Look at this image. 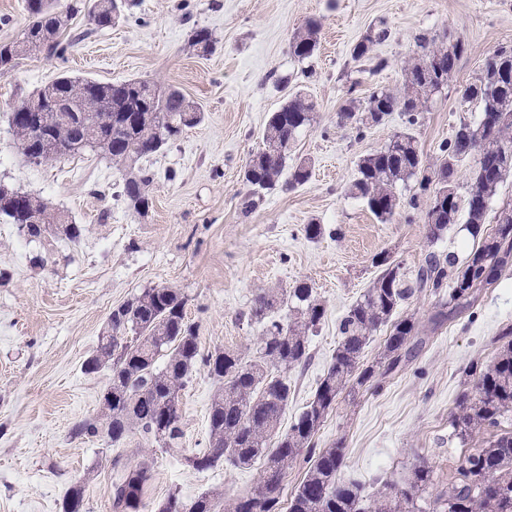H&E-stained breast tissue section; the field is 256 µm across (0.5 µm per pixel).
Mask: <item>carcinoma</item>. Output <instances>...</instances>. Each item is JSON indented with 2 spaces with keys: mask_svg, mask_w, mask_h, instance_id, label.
I'll use <instances>...</instances> for the list:
<instances>
[{
  "mask_svg": "<svg viewBox=\"0 0 512 512\" xmlns=\"http://www.w3.org/2000/svg\"><path fill=\"white\" fill-rule=\"evenodd\" d=\"M55 0H26L30 21L20 39L0 43V76L12 72L20 57L45 50L63 56L72 43L62 40L72 19V7L56 8ZM113 0H93L90 16L95 26H112ZM319 25L310 20L290 40L291 54L300 61L316 49ZM386 22L370 29L351 52L352 59L369 57L372 47L386 40ZM192 45L206 53L213 40L205 28H195ZM464 40L457 37L451 51L419 42L420 51L404 68V89L394 94L374 88L362 105L349 104L338 112L339 126L360 140L371 127L397 111L405 123L414 126L429 96L441 89L455 71L464 52ZM58 98L69 109L66 117L48 113L46 125L37 128L33 117ZM106 99L112 111L99 113L98 125L87 130L74 120L76 113L95 109ZM462 102L478 107L475 122L463 121L448 140L439 145L438 167L427 173L415 137L396 134L387 144L359 159L357 176L348 187L349 196L362 200L382 224L393 221L402 209H416L418 196L406 199L400 187L421 177L423 192L436 184L425 217L429 237L440 238L448 225L465 218V230L477 240L460 260L427 255L411 272L388 254L379 255L382 267L372 285L348 310L340 322V342L313 398L291 423L280 430L281 419L292 394L288 372L305 365L311 357L310 336L321 324L325 308L314 288L299 282L290 288H265L254 299L251 318L262 327L255 352L242 354L217 348L200 351L195 324L185 313V298L173 287L146 288L112 310V323L98 339L96 353L89 358L94 370L107 368L112 382L104 391L100 414L80 422L74 435L104 439L111 445L125 443L130 435L161 448H177L183 438L179 394L197 364L208 368L218 387L209 407V448L184 457L188 467L207 471L223 460L235 468L248 469L262 462L257 488L225 504L220 495L203 493L189 502L171 492L157 512H279L283 483L288 470L298 461L307 471L288 499V512H422L419 499L432 481V471L419 465L404 486L383 483L365 492L357 482L338 478L344 461L343 444L337 442L315 451V436L328 414L345 393L377 391L409 361L422 343L419 326L397 310L415 293L437 295L449 287L448 300L441 303L435 324L448 319L445 309L474 302L477 292L494 284L512 267V206L500 209L495 224L487 227L490 199L506 176L512 174V47L493 50L474 82L463 85ZM13 112L19 120L10 122L23 156L36 164H51L59 158L98 152L123 170L137 176L123 184L121 197L136 213L149 206L150 176L140 161L163 148L161 142L172 134L199 125L204 112L177 89L161 94L148 80L130 79L99 83L63 76L32 93ZM316 104L296 94L271 113L265 124L262 147L250 155L244 170L249 194L244 209L255 206L266 190L281 184L294 189L311 178V164H288V150L299 132L311 125ZM62 147L59 154L44 149L28 154L26 146L35 138ZM475 160L466 196L458 195L455 177L469 159ZM0 216L18 224L30 240L55 238L79 242L84 228L69 216L52 209L42 198L18 190L0 188ZM382 326L390 327L381 357L371 364L361 361L366 345ZM501 343L494 360L484 367H471L467 389L452 417V427L461 441L482 429H498L473 453L461 457L456 474L443 491V512H512V430L500 426L512 415V327L500 332ZM115 472L111 482L112 512H139L143 490L151 477V462L134 467L112 459ZM84 487H69L61 512H84Z\"/></svg>",
  "mask_w": 512,
  "mask_h": 512,
  "instance_id": "1",
  "label": "carcinoma"
}]
</instances>
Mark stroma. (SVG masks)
I'll return each mask as SVG.
<instances>
[{
  "label": "stroma",
  "instance_id": "1",
  "mask_svg": "<svg viewBox=\"0 0 512 512\" xmlns=\"http://www.w3.org/2000/svg\"><path fill=\"white\" fill-rule=\"evenodd\" d=\"M92 0H59L74 6L62 57L34 51L0 77V183L39 195L84 225L76 246L51 238L29 240L0 221V512H61L67 489L85 485L86 512H111L113 457L128 465L152 461L140 512H156L170 492L191 500L212 491L230 500L258 485L260 465L236 469L218 464L198 472L186 454L208 446V411L216 384L196 366L180 393L184 437L179 447L122 446L73 437L79 422L95 417L108 371L86 374L84 362L98 344L110 311L140 290L169 286L186 298V315L199 325V345L255 351L260 327L249 318L264 288L306 282L325 306L324 322L311 339V358L292 370V423L314 394L338 342V323L380 272L378 255L419 266L428 253L463 258L474 245L462 225L439 240L429 238L416 182L404 196L421 206L392 223L378 222L346 190L359 158L404 130L392 113L355 139L337 114L349 98L373 88L402 91L403 68L418 37L445 44L463 37L465 50L443 89L432 96L413 127L425 165L439 159V144L460 120H476L458 89L472 82L488 55L512 44V0H133L109 29H97ZM321 25L307 60L289 52V40L309 20ZM385 21L388 38L373 48L386 66L370 73L351 59L353 46L371 26ZM214 38L209 53L191 43L194 27ZM118 82L142 78L161 89L180 90L201 105L204 119L165 151L142 162L152 175L145 214L117 196L122 174L93 152L50 165L21 154L8 116L31 93L59 74ZM303 93L316 103L315 119L297 137L292 154L311 160L312 177L295 189L276 187L252 210L244 165L262 143L270 112L284 98ZM322 227L311 240L304 228ZM437 299L415 294L400 309L425 332V343L403 372L376 393L340 396L316 436L318 447L344 444L341 480L375 487L403 481L417 465L434 480L423 494L424 512H437L459 456L487 440L479 431L454 437L451 415L470 365L489 364L492 339L512 326V269L481 289L472 309L432 329Z\"/></svg>",
  "mask_w": 512,
  "mask_h": 512
}]
</instances>
